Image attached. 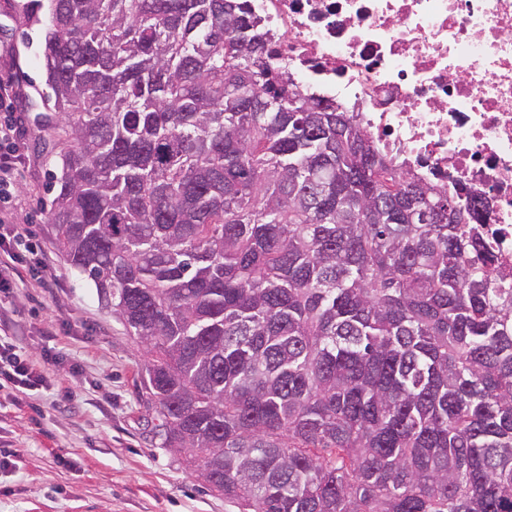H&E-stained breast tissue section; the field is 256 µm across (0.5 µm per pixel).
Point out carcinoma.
Masks as SVG:
<instances>
[{"mask_svg": "<svg viewBox=\"0 0 512 512\" xmlns=\"http://www.w3.org/2000/svg\"><path fill=\"white\" fill-rule=\"evenodd\" d=\"M57 253L239 512H512V271L248 0H37Z\"/></svg>", "mask_w": 512, "mask_h": 512, "instance_id": "1", "label": "carcinoma"}]
</instances>
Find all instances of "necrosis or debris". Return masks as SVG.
Segmentation results:
<instances>
[{"instance_id":"necrosis-or-debris-1","label":"necrosis or debris","mask_w":512,"mask_h":512,"mask_svg":"<svg viewBox=\"0 0 512 512\" xmlns=\"http://www.w3.org/2000/svg\"><path fill=\"white\" fill-rule=\"evenodd\" d=\"M293 89L423 180L488 201L512 269V0H249Z\"/></svg>"}]
</instances>
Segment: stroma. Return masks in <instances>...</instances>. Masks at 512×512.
Returning a JSON list of instances; mask_svg holds the SVG:
<instances>
[{
	"mask_svg": "<svg viewBox=\"0 0 512 512\" xmlns=\"http://www.w3.org/2000/svg\"><path fill=\"white\" fill-rule=\"evenodd\" d=\"M25 0H0V78L8 112L27 119L19 147L25 177L10 187L20 232L47 253L55 285L0 293L25 351L43 360L44 324L57 323L63 356L53 371L59 394L0 387V512H238L211 493L152 430L141 390L146 352L101 306L96 291L58 256L47 233L52 131L40 62L43 29Z\"/></svg>",
	"mask_w": 512,
	"mask_h": 512,
	"instance_id": "35a3bbf8",
	"label": "stroma"
}]
</instances>
